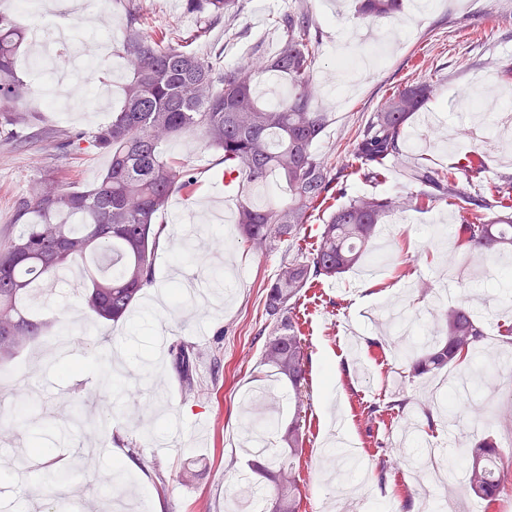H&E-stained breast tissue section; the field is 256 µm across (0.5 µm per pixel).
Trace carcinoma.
<instances>
[{
  "instance_id": "carcinoma-1",
  "label": "carcinoma",
  "mask_w": 512,
  "mask_h": 512,
  "mask_svg": "<svg viewBox=\"0 0 512 512\" xmlns=\"http://www.w3.org/2000/svg\"><path fill=\"white\" fill-rule=\"evenodd\" d=\"M402 0H360L361 20L378 23L396 18ZM189 11L211 24L235 13L239 0H187ZM282 36L280 49L263 53L259 63L245 62L225 69L217 57L199 55L191 44L199 32L183 39L146 36L138 12L129 14L127 30L116 53L131 77L124 101L112 121L89 138L91 146L111 153L112 162L93 188L79 190L59 184L35 186L23 199L19 217L27 219L21 233L0 249V363L15 359L25 346L45 335L52 321L34 312L37 286L57 277L75 263L90 266L84 300L102 321L125 316L140 293L152 284L160 229L154 220L169 198L194 182L192 170L167 157L168 139L201 131L207 144L223 152L224 174L241 189L275 174L288 193L285 205L262 208L245 201L238 224L245 243L271 250L283 240L296 242L309 209L336 194L344 170L334 171L316 151L327 113L313 105L317 38L312 18L291 11L275 21ZM23 33L0 14V125H10L34 102L30 88L18 76L15 59ZM288 81L291 94L277 105L262 104L254 85L265 74ZM433 92L427 80L404 84L386 98L379 112L349 144L348 153L360 163L367 179L379 176L378 166L400 156V143L414 115L427 109ZM457 167L442 170L420 163L411 178L418 186L395 198L360 195L333 209L321 225L313 250L299 248L283 261L265 288L264 309L269 323L258 330L264 337L261 363L288 384L293 417L278 430L288 456L253 460L257 472L277 480L266 502L267 512H298L295 486L285 484L291 457L303 447L307 354L296 318L295 302L303 288L334 279L357 266L363 254L396 211L418 208L428 200L448 197L462 203L465 216L456 229L460 246L480 259L512 255V216H492L512 198V176L495 187L491 197L471 194L457 181ZM485 329L473 310L463 304L448 307L442 324L424 345H408L401 359L408 381L456 367L482 349ZM183 387L196 386V355L183 344L173 349ZM468 487L493 502L502 492L504 475L497 442L487 437L469 452Z\"/></svg>"
}]
</instances>
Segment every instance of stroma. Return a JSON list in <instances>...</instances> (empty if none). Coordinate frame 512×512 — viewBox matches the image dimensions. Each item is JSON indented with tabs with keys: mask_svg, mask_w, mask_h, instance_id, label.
Listing matches in <instances>:
<instances>
[{
	"mask_svg": "<svg viewBox=\"0 0 512 512\" xmlns=\"http://www.w3.org/2000/svg\"><path fill=\"white\" fill-rule=\"evenodd\" d=\"M61 2L38 0L22 13L15 0H0V13L10 15L26 34L17 52V72L27 85L35 83L39 56L31 36L35 29L48 34L68 23L71 44L90 55L94 35L121 41L134 3L144 32L179 36L203 29L195 50L204 56L221 50L224 68L232 69L254 52L274 51L276 17L298 8L312 16L319 30L313 105L329 115L318 145L329 166L347 165L349 143L385 98L407 82H431L435 97L428 109L443 118L441 130L418 127L423 144L387 161L380 180L349 176L348 196L412 191L407 168L415 158L442 168L464 159L480 162L479 174L460 175L475 193H489L502 177L512 175V149L465 136L458 117V97L466 93L481 111L478 131L501 118L487 92L512 89V0H430L410 31H400L395 21L378 25L386 63L363 67L339 104L330 100L324 84L337 56L362 55L357 43L345 38L359 26L356 0H240L236 17L211 26L187 11L186 0H98L95 8L68 16L62 14ZM127 79L122 59L100 64L70 80L79 110L39 106L23 113L17 125L0 126V248L17 234V204L35 183L53 179L90 188L100 181L111 163L109 153L88 146L63 149L59 143L110 123ZM95 83L108 89L104 103L83 97ZM165 151L193 168L197 181L189 191L173 194L157 217L162 230L152 286L113 324L96 320L81 298L82 285L52 281L53 295L39 297L38 303L46 317L60 318V326L0 365V512H111L118 499L127 512H235L240 495L273 491L272 483L248 467L249 455L241 446L248 422L243 403L274 378L260 362L262 342L256 333L267 322L264 288L292 246L284 241L258 252L242 241L237 224L205 223V213L217 208L237 214L241 196L238 186L224 183L222 152L208 147L200 134L172 138ZM461 215L458 206L440 199L392 217L371 252L381 272H372L365 262L298 296L296 314L308 353L306 437L296 471L300 512H354L357 496L368 498L371 512H435L438 498L423 496L407 474L408 449L391 442L396 425L410 415L417 420L420 441L449 444L443 458L449 499L465 502L469 512H512V482L496 501L476 497L466 485V462L457 451L490 434L504 467L512 469V422L490 423L472 397L453 416H426L424 409L432 405L438 385L463 375L464 369L450 368L408 384L378 315L383 306L398 311L409 321L412 341L418 342L441 316L435 303L440 289H447L452 305L465 298L484 300L478 314L487 336L486 384L494 388L496 402L512 401V344L500 334L502 327L512 326V277L475 280V264L464 248L430 236L436 225L454 229ZM214 251L234 271L235 286L197 300L172 297L176 279L205 280L215 267ZM183 342L199 354L198 387L191 395L172 360V346ZM102 352L111 355L117 380L109 391L102 389L95 364ZM64 364L72 368L66 377L59 373ZM398 389L408 399L405 408L389 418H366L368 406ZM74 403L92 424L60 439L53 426ZM336 416L361 463L351 479L339 483L329 480L326 462L329 423ZM36 436L48 447L47 455L32 454ZM383 459L390 462L384 473L379 470ZM130 461L136 468L124 486L102 497L99 478ZM55 466L64 467L69 478L45 486L44 475Z\"/></svg>",
	"mask_w": 512,
	"mask_h": 512,
	"instance_id": "35a3bbf8",
	"label": "stroma"
}]
</instances>
